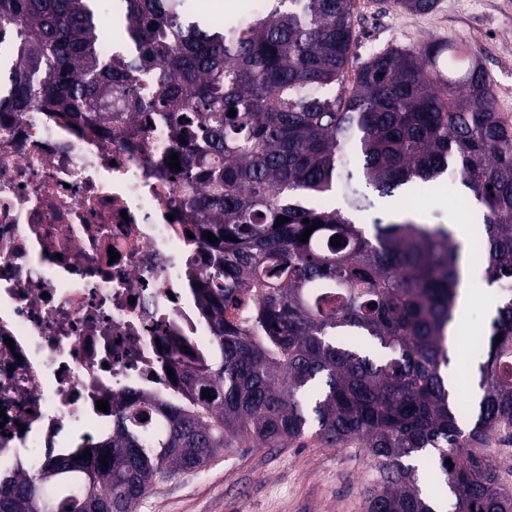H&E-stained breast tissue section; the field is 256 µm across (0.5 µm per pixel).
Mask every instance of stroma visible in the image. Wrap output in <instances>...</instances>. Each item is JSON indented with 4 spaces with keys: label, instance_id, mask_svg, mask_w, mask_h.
I'll list each match as a JSON object with an SVG mask.
<instances>
[{
    "label": "stroma",
    "instance_id": "35a3bbf8",
    "mask_svg": "<svg viewBox=\"0 0 512 512\" xmlns=\"http://www.w3.org/2000/svg\"><path fill=\"white\" fill-rule=\"evenodd\" d=\"M427 13H406L391 0H354V45L348 63L356 71L391 46L419 48L436 40L465 44L484 69L497 111L512 113V0H438ZM448 186L408 198L419 221L475 224L478 209L460 204ZM471 301L467 325L448 344L450 367L477 371L486 359L476 344L495 313L484 295L502 298L485 279L466 285ZM380 485L373 460L356 445H331L308 436L285 448L240 447L221 451L198 471L158 484L137 512H364Z\"/></svg>",
    "mask_w": 512,
    "mask_h": 512
}]
</instances>
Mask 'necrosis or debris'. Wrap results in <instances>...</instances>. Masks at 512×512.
Instances as JSON below:
<instances>
[{
  "instance_id": "1",
  "label": "necrosis or debris",
  "mask_w": 512,
  "mask_h": 512,
  "mask_svg": "<svg viewBox=\"0 0 512 512\" xmlns=\"http://www.w3.org/2000/svg\"><path fill=\"white\" fill-rule=\"evenodd\" d=\"M166 126L0 113V475L112 430L97 401L169 397L214 334L199 215L169 168ZM117 260H110V252Z\"/></svg>"
}]
</instances>
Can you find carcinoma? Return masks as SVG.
<instances>
[{
    "mask_svg": "<svg viewBox=\"0 0 512 512\" xmlns=\"http://www.w3.org/2000/svg\"><path fill=\"white\" fill-rule=\"evenodd\" d=\"M96 2L0 0V109L36 103L91 122L114 106L187 142L183 205L218 238L198 289L215 344L175 401L124 394L91 458L71 448L0 481V512H135L157 483L220 450L307 434L355 442L382 470L366 512H436L404 463L429 448L453 512H512L484 449L512 427V297L485 338L467 431L443 375L461 270L477 263L491 284L512 280V128L483 68L440 67L456 44L438 41L392 46L348 78L353 0H265L245 23L228 8L220 29L189 20L185 0H114L122 45L105 54ZM394 2L424 13L436 0ZM450 168L481 212L478 249L442 224L375 219L367 233L304 204L338 186L361 212L362 181L390 196ZM344 331L389 355L336 343Z\"/></svg>",
    "mask_w": 512,
    "mask_h": 512,
    "instance_id": "1",
    "label": "carcinoma"
}]
</instances>
